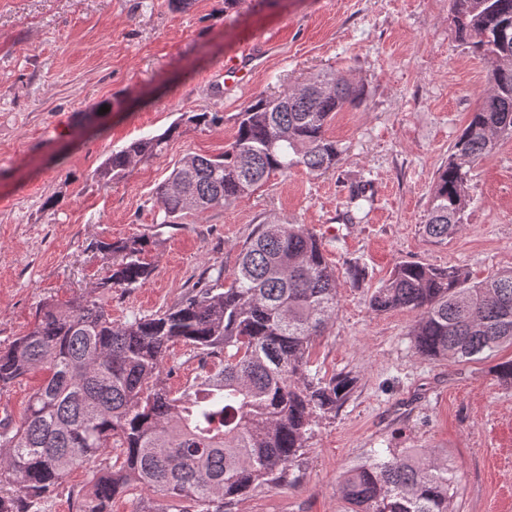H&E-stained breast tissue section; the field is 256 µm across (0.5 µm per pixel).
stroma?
Instances as JSON below:
<instances>
[{"label": "stroma", "mask_w": 512, "mask_h": 512, "mask_svg": "<svg viewBox=\"0 0 512 512\" xmlns=\"http://www.w3.org/2000/svg\"><path fill=\"white\" fill-rule=\"evenodd\" d=\"M264 48L244 89L219 68ZM335 71L363 86L326 134L345 149L323 175L296 168L253 194L162 223L157 186L186 155L223 151L256 96ZM489 60L457 37L451 0H0V348L34 326L41 304L93 295L122 322L178 303L199 281L231 273L257 224H302L338 276L336 320L312 343L326 375L356 384L316 417L288 488H262L230 512H345L346 472L385 448H425L458 471L451 512H512V384L486 359L429 360L413 348V313L372 312V293L404 261L455 267L477 282L512 267V137L472 166L460 231L423 232L436 171L489 90ZM215 112V126L185 122ZM179 133L126 179L96 169L130 142ZM370 201L342 220L353 187ZM146 239L150 279L100 289L97 241ZM361 265L365 276L354 279Z\"/></svg>", "instance_id": "stroma-1"}]
</instances>
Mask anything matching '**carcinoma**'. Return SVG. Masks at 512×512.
<instances>
[{"mask_svg":"<svg viewBox=\"0 0 512 512\" xmlns=\"http://www.w3.org/2000/svg\"><path fill=\"white\" fill-rule=\"evenodd\" d=\"M459 40L491 60V94L435 175L424 231L444 241L463 224L472 163L500 136H512V0H452ZM331 84L324 96L318 86ZM363 89L318 73L297 89L256 97L237 114L233 140L216 156L189 154L156 189L163 223L201 215L257 191L269 176L303 167L336 168L344 148L326 136L329 120ZM131 142L97 170L125 178L133 165L178 133ZM367 197L350 192L345 223ZM147 241L100 243L112 257L102 288H135L153 267ZM374 312L415 314L417 354L470 360L512 345V269L475 284L457 268L402 262L370 298ZM337 310L336 270L303 224L258 225L224 287L222 276L159 314L117 323L91 297L46 301L34 328L0 350V390L37 369L43 384L20 421L0 420V512H43L65 476L86 466L89 489L77 512H112L140 489L169 502L166 512H228L240 497L295 482L313 418L348 399L354 378L311 368L309 345ZM182 342L219 361L180 393L163 379L169 347ZM114 462L101 466V458ZM457 474L448 458L424 450H375L342 484L347 512H449Z\"/></svg>","mask_w":512,"mask_h":512,"instance_id":"obj_1","label":"carcinoma"}]
</instances>
